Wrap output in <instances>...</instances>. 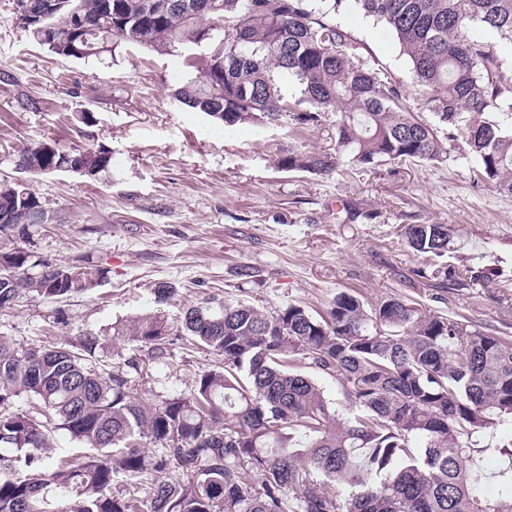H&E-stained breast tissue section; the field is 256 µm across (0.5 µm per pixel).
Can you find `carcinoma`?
<instances>
[{"label":"carcinoma","mask_w":512,"mask_h":512,"mask_svg":"<svg viewBox=\"0 0 512 512\" xmlns=\"http://www.w3.org/2000/svg\"><path fill=\"white\" fill-rule=\"evenodd\" d=\"M21 29L59 57L89 59L121 43L176 53L195 74L176 99L216 123L319 127L337 115L335 152H293L284 172L343 174L383 161L433 162L445 149L403 105L401 86L358 54L339 18L384 24L406 56L412 86L448 126L476 176L512 195V76L497 43L512 44V0H14ZM34 176L97 179L105 148L22 147ZM49 215L29 181L0 184L5 217ZM431 259L448 253V224H406ZM108 274L84 262L55 268L23 248L0 249V306L66 298ZM120 336L166 359L173 339L222 364L188 394L141 395L128 371L89 362ZM341 377L346 416L307 370ZM27 396L28 411L4 403ZM512 418V340L390 297L366 309L341 291L326 314L288 302L272 312L241 300L116 323L75 344L19 347L0 336V512H512V440L477 433ZM79 452L49 465L52 433ZM162 448L150 455L143 440ZM489 453L502 459L488 472ZM175 472L178 478L166 476ZM495 479L508 495L481 498Z\"/></svg>","instance_id":"obj_1"}]
</instances>
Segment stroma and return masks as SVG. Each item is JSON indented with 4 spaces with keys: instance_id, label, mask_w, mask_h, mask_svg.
<instances>
[{
    "instance_id": "stroma-1",
    "label": "stroma",
    "mask_w": 512,
    "mask_h": 512,
    "mask_svg": "<svg viewBox=\"0 0 512 512\" xmlns=\"http://www.w3.org/2000/svg\"><path fill=\"white\" fill-rule=\"evenodd\" d=\"M343 26L365 59L401 83L410 112L447 143L446 157L386 161L343 177L279 171L288 153L333 148V121L302 130L218 125L175 99L182 57L126 43L106 64L58 57L20 29L13 0H0V181L16 178L12 153L29 143L112 153L96 180L34 178L48 221L0 237V246L42 262L101 265L106 279L84 294L0 310V336L20 346L68 344L119 321L158 310L176 321L190 306L227 298L270 311L299 302L321 314L348 291L369 306L410 299L425 313L512 339V195L477 181L472 161L448 144L447 126L410 86L406 58L386 29L356 15ZM80 112L91 121L77 120ZM406 224L455 226L447 261L473 270L475 280L436 275L407 246ZM245 267L254 269L252 281L243 279ZM159 282L177 289L161 306ZM131 358L142 369L140 390L164 398L188 393L196 373L221 361L177 340L159 363L118 340L97 351L96 364L108 371Z\"/></svg>"
}]
</instances>
